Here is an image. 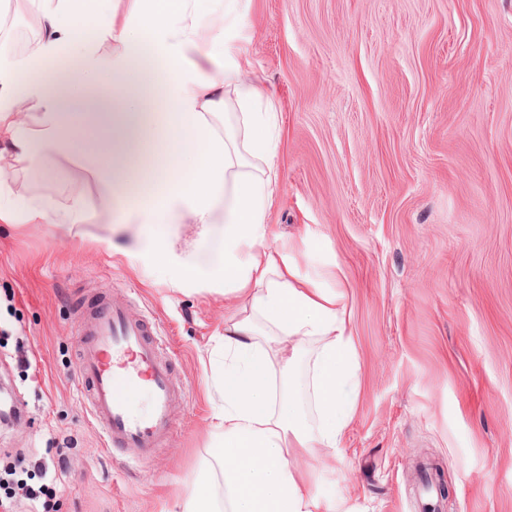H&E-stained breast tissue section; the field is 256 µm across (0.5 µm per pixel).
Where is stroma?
Instances as JSON below:
<instances>
[{
  "mask_svg": "<svg viewBox=\"0 0 512 512\" xmlns=\"http://www.w3.org/2000/svg\"><path fill=\"white\" fill-rule=\"evenodd\" d=\"M28 15L0 11V64ZM279 116L270 221L312 229L348 276L362 366L341 447L297 457L336 512H420L417 464L440 468L443 512H512V0H242L231 29ZM64 195L82 158L39 153L19 189ZM104 284L156 317L188 391L177 429L128 466L106 450L73 386L82 311ZM0 466L42 482L66 449L48 512H172L210 438V338L224 300L146 287L109 245L50 224L0 228Z\"/></svg>",
  "mask_w": 512,
  "mask_h": 512,
  "instance_id": "obj_1",
  "label": "stroma"
}]
</instances>
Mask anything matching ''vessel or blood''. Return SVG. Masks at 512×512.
Here are the masks:
<instances>
[{"label":"vessel or blood","mask_w":512,"mask_h":512,"mask_svg":"<svg viewBox=\"0 0 512 512\" xmlns=\"http://www.w3.org/2000/svg\"><path fill=\"white\" fill-rule=\"evenodd\" d=\"M79 334L77 391L103 446L146 461L172 438L173 403L183 393L172 379L167 344L150 322L131 313L128 294L118 288L92 302ZM141 389L151 399L144 413L131 403Z\"/></svg>","instance_id":"1"}]
</instances>
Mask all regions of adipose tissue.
Listing matches in <instances>:
<instances>
[{"label": "adipose tissue", "mask_w": 512, "mask_h": 512, "mask_svg": "<svg viewBox=\"0 0 512 512\" xmlns=\"http://www.w3.org/2000/svg\"><path fill=\"white\" fill-rule=\"evenodd\" d=\"M33 18L28 50L0 69V223L52 224L88 236L170 291L219 295L206 393L213 439L176 499L178 512H319L289 451L337 448L353 418L360 365L344 271L296 256L269 222L276 115L245 76L246 48L227 36L239 0H15ZM242 114V130L219 116ZM95 142L66 199L15 188L38 150ZM192 233L182 237L181 225ZM316 346L312 413L286 377Z\"/></svg>", "instance_id": "adipose-tissue-1"}]
</instances>
